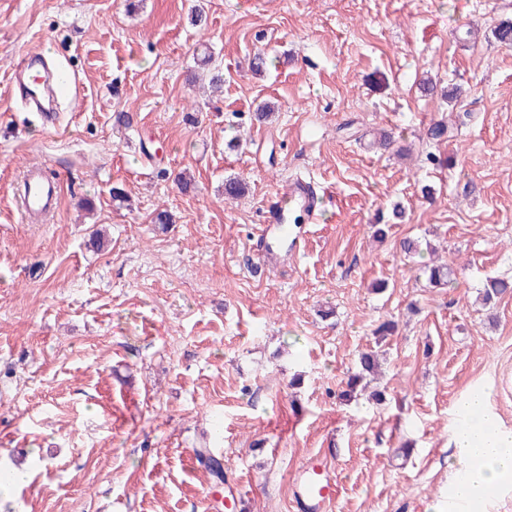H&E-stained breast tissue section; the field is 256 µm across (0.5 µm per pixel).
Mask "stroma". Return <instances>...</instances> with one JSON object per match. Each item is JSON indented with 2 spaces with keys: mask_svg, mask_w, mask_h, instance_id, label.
Returning a JSON list of instances; mask_svg holds the SVG:
<instances>
[{
  "mask_svg": "<svg viewBox=\"0 0 512 512\" xmlns=\"http://www.w3.org/2000/svg\"><path fill=\"white\" fill-rule=\"evenodd\" d=\"M504 21L512 0H0V472L31 473L0 512H209L197 451L217 447L239 512H292L318 453L331 512L444 507L455 403L487 387L512 428V294L476 300L512 281ZM40 52L77 87L46 119L11 87ZM206 52L221 91L190 80ZM32 165L62 184L44 224L19 211ZM291 177L322 220L269 261L256 230ZM432 261L456 282L429 286ZM386 317L384 401L341 400Z\"/></svg>",
  "mask_w": 512,
  "mask_h": 512,
  "instance_id": "obj_1",
  "label": "stroma"
}]
</instances>
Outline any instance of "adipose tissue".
I'll use <instances>...</instances> for the list:
<instances>
[{
  "instance_id": "adipose-tissue-1",
  "label": "adipose tissue",
  "mask_w": 512,
  "mask_h": 512,
  "mask_svg": "<svg viewBox=\"0 0 512 512\" xmlns=\"http://www.w3.org/2000/svg\"><path fill=\"white\" fill-rule=\"evenodd\" d=\"M458 422L450 437L454 457L462 465L453 493L462 502L483 498L490 488L512 490V429L501 425L488 402L486 388H475L454 407Z\"/></svg>"
}]
</instances>
